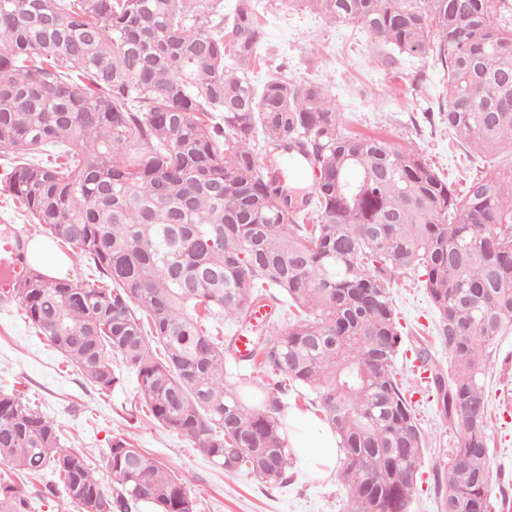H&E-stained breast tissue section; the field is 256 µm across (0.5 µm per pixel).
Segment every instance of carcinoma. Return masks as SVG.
<instances>
[{"label":"carcinoma","mask_w":512,"mask_h":512,"mask_svg":"<svg viewBox=\"0 0 512 512\" xmlns=\"http://www.w3.org/2000/svg\"><path fill=\"white\" fill-rule=\"evenodd\" d=\"M359 24L447 73L448 128L484 152L512 148L507 0H288ZM263 26L253 0H0V152L7 188L46 232L91 261V284L32 270L14 294L26 318L101 392L134 371L152 416L228 474L284 482L279 397L243 402L241 371L284 375L318 398L344 448L348 512H410L426 436L394 371L402 336L395 276L423 273L448 369L416 359L459 445L437 475L445 512H492L482 348L512 324V169L457 193L421 152L347 136L313 83L251 68ZM263 131V141L254 134ZM58 149L43 164L31 155ZM300 148L314 196L293 217L261 167ZM286 329L252 326L249 352L220 317L249 323L273 292ZM0 462L48 471L88 512H196L185 484L130 441L112 440L113 490L19 395H0ZM0 478V512H30Z\"/></svg>","instance_id":"cac0c4a2"}]
</instances>
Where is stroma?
<instances>
[{
    "mask_svg": "<svg viewBox=\"0 0 512 512\" xmlns=\"http://www.w3.org/2000/svg\"><path fill=\"white\" fill-rule=\"evenodd\" d=\"M255 2L265 32L252 69L255 84L272 77L319 84L336 103L343 134L378 136L396 148L420 150L460 190L512 158L506 150L489 154L463 146L449 130L443 69L435 56L405 57L394 64L391 49L361 26L332 22L289 6L287 0ZM11 163L10 155L0 154V236L17 231L26 239L44 235L41 225L16 209L8 192ZM391 296L403 338L395 367L428 442L410 512H439L434 475L457 447L458 434L420 383L412 351L425 338L440 362H447L448 351L434 339L435 313L420 271L399 275ZM120 374L114 389L99 393L48 345L17 302L0 300V393L25 397L53 418L65 446L87 459L104 486L112 484L107 459L113 438L120 436L180 478L196 501V512H347L339 475L320 483L310 480L296 460L282 484H266L244 472L225 473L186 436L145 413L134 373L124 367ZM483 384L493 470L488 496L498 506L512 503V326L489 347ZM4 474L28 492L33 512H77L64 493H45L50 473L11 472L0 464Z\"/></svg>",
    "mask_w": 512,
    "mask_h": 512,
    "instance_id": "35a3bbf8",
    "label": "stroma"
}]
</instances>
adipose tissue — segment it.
<instances>
[{
    "label": "adipose tissue",
    "instance_id": "obj_1",
    "mask_svg": "<svg viewBox=\"0 0 512 512\" xmlns=\"http://www.w3.org/2000/svg\"><path fill=\"white\" fill-rule=\"evenodd\" d=\"M282 423L288 433L290 450L306 465L308 476L316 481L330 478L340 457L335 431L307 411L286 410Z\"/></svg>",
    "mask_w": 512,
    "mask_h": 512
}]
</instances>
